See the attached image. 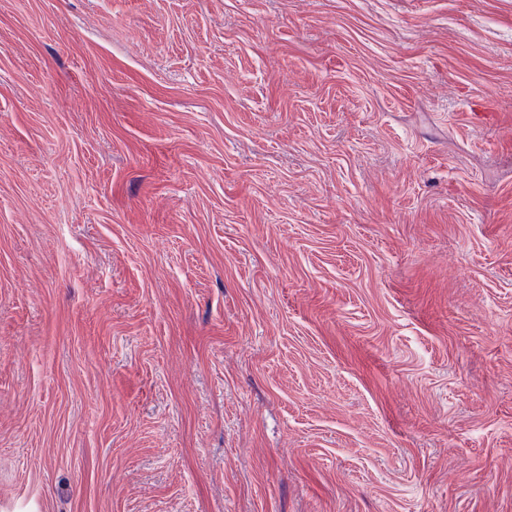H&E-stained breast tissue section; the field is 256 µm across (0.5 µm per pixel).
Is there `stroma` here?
I'll return each instance as SVG.
<instances>
[{"mask_svg": "<svg viewBox=\"0 0 512 512\" xmlns=\"http://www.w3.org/2000/svg\"><path fill=\"white\" fill-rule=\"evenodd\" d=\"M0 512H512V0H0Z\"/></svg>", "mask_w": 512, "mask_h": 512, "instance_id": "stroma-1", "label": "stroma"}]
</instances>
